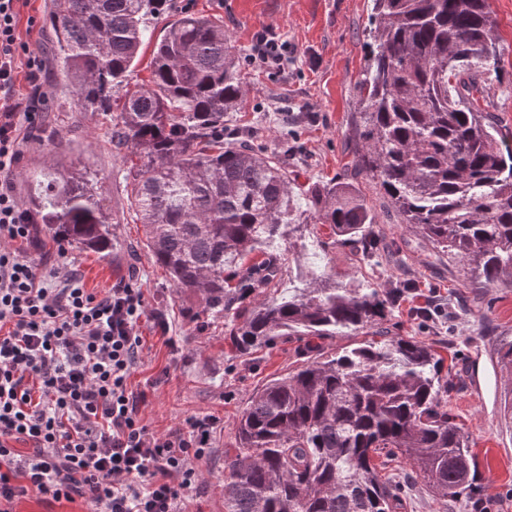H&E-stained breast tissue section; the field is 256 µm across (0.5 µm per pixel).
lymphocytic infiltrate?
I'll use <instances>...</instances> for the list:
<instances>
[{
  "instance_id": "obj_1",
  "label": "lymphocytic infiltrate",
  "mask_w": 512,
  "mask_h": 512,
  "mask_svg": "<svg viewBox=\"0 0 512 512\" xmlns=\"http://www.w3.org/2000/svg\"><path fill=\"white\" fill-rule=\"evenodd\" d=\"M28 4L0 0V238L11 243L0 250V512L32 494L81 498L89 512H186L218 421L192 417L165 434L144 424L148 394L128 387L141 350L142 290L124 283L98 295L64 262L47 275L30 255L42 247L36 220L8 179L22 129L42 118L46 56L19 32ZM290 52L266 28L247 60L280 73ZM21 78L34 92L24 104L13 99Z\"/></svg>"
}]
</instances>
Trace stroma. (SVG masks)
Masks as SVG:
<instances>
[{
    "mask_svg": "<svg viewBox=\"0 0 512 512\" xmlns=\"http://www.w3.org/2000/svg\"><path fill=\"white\" fill-rule=\"evenodd\" d=\"M164 20L155 22L129 83L148 81L155 40L167 22L181 13H200L221 22L231 37L242 79L243 103L224 118L225 137L249 133L256 146L280 151L292 178L301 187L339 178L354 182L367 199L386 241L405 256L402 267H371L360 262L349 245L329 242V230L318 225L301 239H277L271 246L282 271L271 295L284 297L305 287L311 276L334 273L350 288L373 286L388 292L399 279L416 281V294L396 302L386 328L393 336H413L434 346L450 373L448 407L469 436L481 485L467 504L444 503L422 484L400 496L397 512H512V421L503 412L504 393L512 387L493 353L512 339V286L485 288L463 265L437 254L408 232L368 174L355 173V119L359 83L367 59L366 32L370 0H170ZM497 30V76L488 81L486 101L497 116L500 134L512 143V0H491ZM274 27L294 49L285 73L274 75L245 62L251 40L262 27ZM54 76L44 92L54 98L40 128L20 145L21 157L9 174L20 201H27L29 174L51 163L93 183L112 220L114 248L102 259L94 252L67 248L66 261L86 288L102 293L120 282L141 288L147 304L139 334L142 348L129 379L131 390L147 391L145 424L161 434L185 427L187 419L211 415L219 424L214 452L198 463V489L189 512H224V454L235 445V426L252 395L269 380L322 352L363 342L365 333L348 332L308 342L280 338L250 355H239L229 339L227 318L207 317L193 294H176L164 268L145 246L142 224L132 209L124 181L127 164L112 148V113L85 112L68 92L54 93ZM435 300L447 317L425 323L414 308ZM168 318L161 334L152 314Z\"/></svg>",
    "mask_w": 512,
    "mask_h": 512,
    "instance_id": "stroma-1",
    "label": "stroma"
}]
</instances>
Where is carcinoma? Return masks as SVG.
<instances>
[{"mask_svg":"<svg viewBox=\"0 0 512 512\" xmlns=\"http://www.w3.org/2000/svg\"><path fill=\"white\" fill-rule=\"evenodd\" d=\"M371 2L354 170L434 250L486 287L512 284V146L477 106L483 76L496 72L489 0ZM166 11L167 0H52L48 16L52 65L81 110L119 109L112 144L138 159L126 180L152 259L204 313L231 315L242 354L278 336H380L320 353L252 396L224 460L226 512H393L398 494L376 463L388 457L444 502L472 495L477 464L448 412L441 358L379 328L394 297L328 277L286 299L259 297L280 273L265 247L284 227L326 224L369 259L383 250L379 225L357 187L336 179L309 186L308 215L296 212L281 155L248 135L224 140L243 88L223 24L192 13L167 23L151 80L129 85L150 21ZM30 208L52 237L112 253V222L81 178L40 174ZM255 252L265 259L243 267Z\"/></svg>","mask_w":512,"mask_h":512,"instance_id":"obj_1","label":"carcinoma"}]
</instances>
